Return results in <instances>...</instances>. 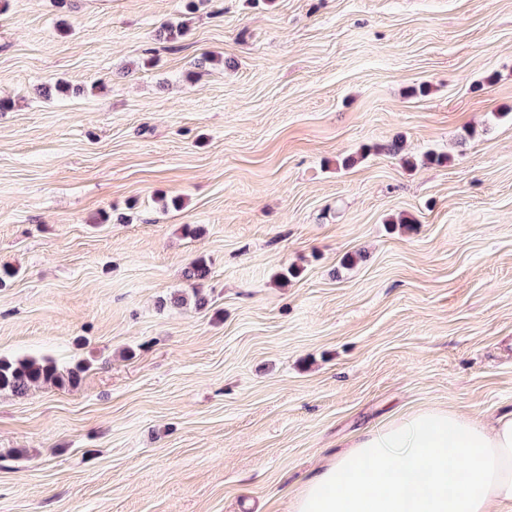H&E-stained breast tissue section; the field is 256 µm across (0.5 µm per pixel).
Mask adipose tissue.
<instances>
[{"instance_id": "1", "label": "adipose tissue", "mask_w": 512, "mask_h": 512, "mask_svg": "<svg viewBox=\"0 0 512 512\" xmlns=\"http://www.w3.org/2000/svg\"><path fill=\"white\" fill-rule=\"evenodd\" d=\"M512 507V414L441 406L393 415L322 459L290 512H491Z\"/></svg>"}]
</instances>
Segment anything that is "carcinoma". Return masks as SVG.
Segmentation results:
<instances>
[{"label": "carcinoma", "instance_id": "1", "mask_svg": "<svg viewBox=\"0 0 512 512\" xmlns=\"http://www.w3.org/2000/svg\"><path fill=\"white\" fill-rule=\"evenodd\" d=\"M209 275L210 267L203 259L193 261L185 270L186 279L196 285L206 280ZM85 371L86 366L83 364L61 369L50 360L38 362L29 358H0V392L22 396L38 384L59 388L73 387L80 382Z\"/></svg>", "mask_w": 512, "mask_h": 512}]
</instances>
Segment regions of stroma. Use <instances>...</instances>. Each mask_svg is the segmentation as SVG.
Wrapping results in <instances>:
<instances>
[{
  "label": "stroma",
  "instance_id": "stroma-1",
  "mask_svg": "<svg viewBox=\"0 0 512 512\" xmlns=\"http://www.w3.org/2000/svg\"><path fill=\"white\" fill-rule=\"evenodd\" d=\"M188 3L0 0V357L88 366L0 393V512H287L512 411V0Z\"/></svg>",
  "mask_w": 512,
  "mask_h": 512
}]
</instances>
